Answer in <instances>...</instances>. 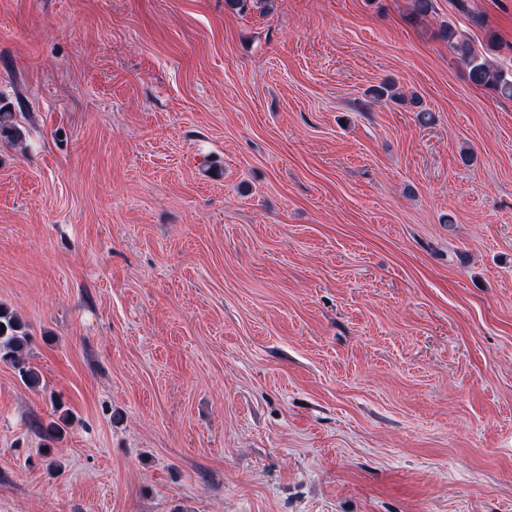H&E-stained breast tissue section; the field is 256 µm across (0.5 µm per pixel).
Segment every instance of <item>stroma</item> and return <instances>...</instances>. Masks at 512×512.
Returning a JSON list of instances; mask_svg holds the SVG:
<instances>
[{
	"instance_id": "1",
	"label": "stroma",
	"mask_w": 512,
	"mask_h": 512,
	"mask_svg": "<svg viewBox=\"0 0 512 512\" xmlns=\"http://www.w3.org/2000/svg\"><path fill=\"white\" fill-rule=\"evenodd\" d=\"M433 3L0 0V512H512V98L439 35L512 0ZM5 326V330H2ZM28 344V333L25 324L7 307L0 305V360L9 362L29 386L40 383V375L32 369L23 356Z\"/></svg>"
}]
</instances>
